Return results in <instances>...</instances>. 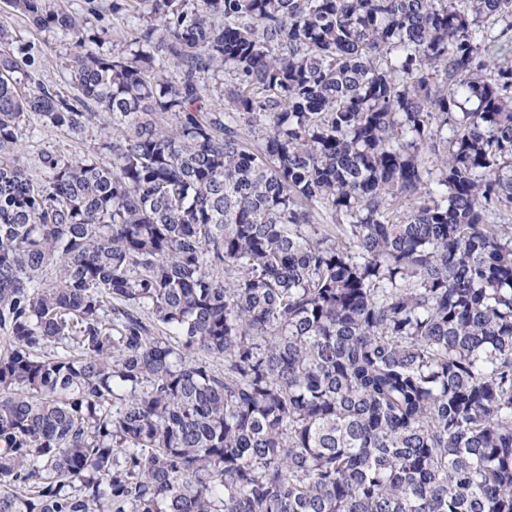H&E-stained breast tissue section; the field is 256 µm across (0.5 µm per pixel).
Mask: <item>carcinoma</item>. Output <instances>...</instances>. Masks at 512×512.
I'll list each match as a JSON object with an SVG mask.
<instances>
[{"mask_svg":"<svg viewBox=\"0 0 512 512\" xmlns=\"http://www.w3.org/2000/svg\"><path fill=\"white\" fill-rule=\"evenodd\" d=\"M64 2L71 96L0 23V512H512V0ZM71 10H78L79 14L86 17L87 29L90 33L100 27H106L111 31L110 43L106 46L114 51L126 48L130 39L129 19L123 14L112 13V0H94L88 3L86 0L71 1ZM230 80V76L227 73H224V71L217 72L215 76L211 75V77L207 79V83L210 86V94L204 99H201V101L191 105L188 110L191 112L198 111L200 108L203 111L216 112L221 110L222 103H224L225 106L227 105V102L223 99L222 92L220 90H222L227 84H230ZM111 119L102 114L81 134L74 136L46 124L40 115L29 117L28 131L22 146L16 150L19 163L34 179L40 178V169L35 159L41 152L51 153L66 160H75L88 154L95 155L100 162H110L111 153L105 149L108 125Z\"/></svg>","mask_w":512,"mask_h":512,"instance_id":"obj_1","label":"carcinoma"}]
</instances>
